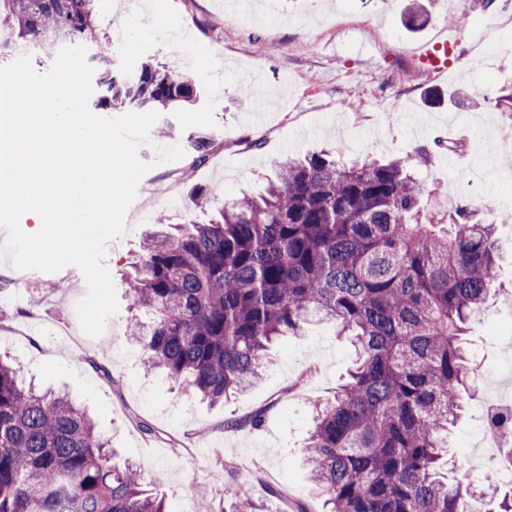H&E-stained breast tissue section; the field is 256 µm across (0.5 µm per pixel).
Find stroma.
Listing matches in <instances>:
<instances>
[{
	"mask_svg": "<svg viewBox=\"0 0 512 512\" xmlns=\"http://www.w3.org/2000/svg\"><path fill=\"white\" fill-rule=\"evenodd\" d=\"M143 0L124 16L123 0H97L95 22L111 37L114 69L135 72L151 60L191 73L196 102L161 113L151 146L139 157L152 168L144 182L160 198L137 192L125 233L106 244L118 311L96 337L85 335L76 305L87 293L81 270H20L0 257V356L45 390L64 391L86 406L118 459L144 477L164 476L171 512H197L210 502L224 512V490L241 485L253 512H325L324 499L303 464L314 406L335 391L356 352L334 324L314 322L303 335L269 349L261 379L225 403L210 406L177 396L171 381L147 371L128 336L141 317L129 290L131 264L156 219L205 221L210 211L255 193L273 177V161L322 150L350 161L401 159L433 196L477 209L494 225L503 260L495 292L466 338L477 368L466 413L448 451L467 461L484 424L488 375L512 358V139L494 105L512 84V0H421L427 23L407 28L410 0ZM465 14L463 38L446 72L425 73L419 44L439 40L448 18ZM206 132L214 143L204 161L192 154L155 164L154 146H187ZM463 148H437L436 140ZM428 162H420L421 151ZM210 201L197 207L195 192ZM263 412L260 427L228 428ZM209 451L199 452L200 441Z\"/></svg>",
	"mask_w": 512,
	"mask_h": 512,
	"instance_id": "35a3bbf8",
	"label": "stroma"
}]
</instances>
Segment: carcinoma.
<instances>
[{
    "label": "carcinoma",
    "instance_id": "1",
    "mask_svg": "<svg viewBox=\"0 0 512 512\" xmlns=\"http://www.w3.org/2000/svg\"><path fill=\"white\" fill-rule=\"evenodd\" d=\"M96 0H0V46L26 41L50 57L67 34L94 64V107L169 110L197 98L185 73L111 67ZM509 118L512 88L495 98ZM213 144L188 140L195 160ZM261 193L206 224L144 242L130 281L152 316L130 336L144 364L210 404L251 386L269 346L313 316L334 322L359 360L316 409L304 454L325 512H512V490L478 485L447 461L448 427L469 398L465 339L497 281L494 225L462 205L442 213L397 159L281 160ZM231 512L249 495L225 490ZM0 512H166L140 469L119 466L86 410L24 385L0 362Z\"/></svg>",
    "mask_w": 512,
    "mask_h": 512
}]
</instances>
